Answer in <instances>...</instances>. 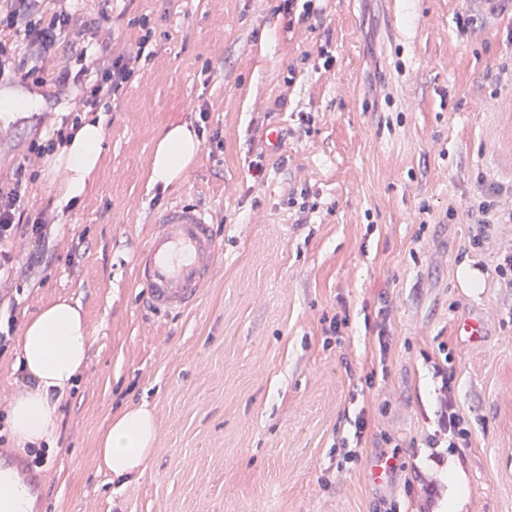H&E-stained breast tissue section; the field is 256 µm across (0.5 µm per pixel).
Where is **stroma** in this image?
Here are the masks:
<instances>
[{
	"mask_svg": "<svg viewBox=\"0 0 512 512\" xmlns=\"http://www.w3.org/2000/svg\"><path fill=\"white\" fill-rule=\"evenodd\" d=\"M394 2L390 19L381 0H324L312 27L291 31L280 0H115V49L146 17L155 54L104 115L109 149L88 195L57 207L62 172L39 164L29 203L53 206L56 226L39 274L11 283L19 323L66 298L90 336L40 469L47 512H377L390 500L418 512L414 470L443 484L456 472L457 512H512V290L492 281L512 224L468 243L482 185L512 187V0ZM203 105L222 146L201 143L178 184L150 185L156 137L200 124ZM69 111L52 88L0 83V176ZM303 190L316 208L302 214L288 199ZM175 202L207 207L223 250L196 305L158 317L134 256ZM468 309L488 325L483 343L455 332ZM339 312L350 325L326 338ZM443 344L467 448L429 446ZM377 360L385 372L366 385ZM143 402L159 430L151 469L114 478L97 442ZM361 417L400 446L382 486L366 477L375 447L336 469Z\"/></svg>",
	"mask_w": 512,
	"mask_h": 512,
	"instance_id": "35a3bbf8",
	"label": "stroma"
}]
</instances>
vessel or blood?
I'll list each match as a JSON object with an SVG mask.
<instances>
[{"mask_svg": "<svg viewBox=\"0 0 512 512\" xmlns=\"http://www.w3.org/2000/svg\"><path fill=\"white\" fill-rule=\"evenodd\" d=\"M153 224L135 261L137 283L153 314L185 311L197 302L222 249L211 213L199 204L176 202Z\"/></svg>", "mask_w": 512, "mask_h": 512, "instance_id": "1", "label": "vessel or blood"}]
</instances>
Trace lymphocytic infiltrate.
Instances as JSON below:
<instances>
[{
  "label": "lymphocytic infiltrate",
  "instance_id": "f902f5d3",
  "mask_svg": "<svg viewBox=\"0 0 512 512\" xmlns=\"http://www.w3.org/2000/svg\"><path fill=\"white\" fill-rule=\"evenodd\" d=\"M110 17L88 18L77 0H0V80H18L41 87L53 85L72 95V111H111L114 100L152 57L151 32H144L133 49L113 52ZM62 121L59 128L34 139L29 154L16 163L7 182H0V285L13 274L11 246L43 244L52 232L47 210L31 213L25 199L41 159L58 152L76 132ZM502 193H481L471 211V248L481 247L493 226L512 222L503 211ZM440 427L452 448L467 447L471 431L455 400L451 377H444L439 399Z\"/></svg>",
  "mask_w": 512,
  "mask_h": 512
}]
</instances>
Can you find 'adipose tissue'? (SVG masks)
I'll use <instances>...</instances> for the list:
<instances>
[{"label": "adipose tissue", "instance_id": "ef3b65f1", "mask_svg": "<svg viewBox=\"0 0 512 512\" xmlns=\"http://www.w3.org/2000/svg\"><path fill=\"white\" fill-rule=\"evenodd\" d=\"M106 149L102 116L82 114L78 130L57 156L66 173L58 188L59 205L76 203L90 190ZM199 149V139L188 125L165 129L151 155L150 183H175ZM88 340L80 306L67 299L45 305L26 323L18 338L17 365L27 384L8 403L11 437L20 447L54 444L59 401L86 365ZM157 435L147 404L124 408L101 435L98 459L113 477L142 478L150 469Z\"/></svg>", "mask_w": 512, "mask_h": 512}]
</instances>
